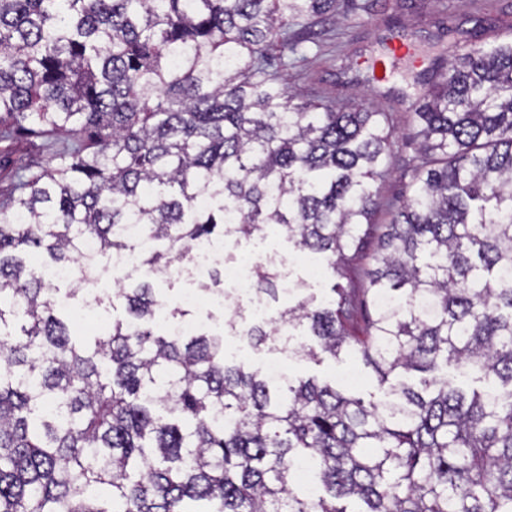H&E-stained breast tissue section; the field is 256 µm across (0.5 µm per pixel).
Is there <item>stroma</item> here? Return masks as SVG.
Segmentation results:
<instances>
[{"mask_svg": "<svg viewBox=\"0 0 512 512\" xmlns=\"http://www.w3.org/2000/svg\"><path fill=\"white\" fill-rule=\"evenodd\" d=\"M359 10L350 13L344 23L326 20L316 27L310 42L297 54L288 57V83L311 98H336L356 105H377L394 115V130L404 135L410 129L407 114L397 111L393 102L398 95H417L423 88L416 71L402 70L391 82L381 85L367 82L369 61L382 51L381 38L389 25L396 24L412 34L423 60L438 54L458 53L449 33L481 26L484 41L512 39V0H358ZM258 250L276 254L288 270L293 284L309 288L316 295L328 292L334 277L322 257L297 251L276 227H268L264 238L240 240L224 253L226 261L240 254ZM205 329L224 334V357L243 361L256 368L270 362H282L289 378H314L335 385L367 401H385L374 372L360 358L329 357L314 360L305 355L293 356L280 346L252 347L241 336V329L251 324L249 315H237L235 306L214 302L201 310ZM237 318L238 331L225 329L224 321Z\"/></svg>", "mask_w": 512, "mask_h": 512, "instance_id": "obj_1", "label": "stroma"}]
</instances>
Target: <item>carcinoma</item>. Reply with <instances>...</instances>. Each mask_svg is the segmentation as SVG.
I'll return each mask as SVG.
<instances>
[{
  "instance_id": "carcinoma-1",
  "label": "carcinoma",
  "mask_w": 512,
  "mask_h": 512,
  "mask_svg": "<svg viewBox=\"0 0 512 512\" xmlns=\"http://www.w3.org/2000/svg\"><path fill=\"white\" fill-rule=\"evenodd\" d=\"M329 17L337 0H0V512H512V41L465 31L398 98L415 156L409 193L385 201L387 114L282 73ZM38 139V158L9 151ZM269 224L342 279L376 227L365 331L335 283L247 339L358 355L385 403L229 364L222 333L157 328L190 310L155 281L196 243ZM135 227L124 315L81 341L60 304H103L99 273ZM33 250L72 276L44 278ZM255 278L278 301L277 272ZM448 364L510 390L468 394L435 377Z\"/></svg>"
}]
</instances>
